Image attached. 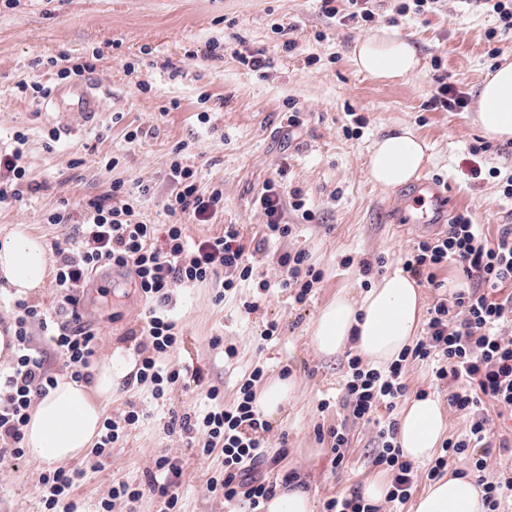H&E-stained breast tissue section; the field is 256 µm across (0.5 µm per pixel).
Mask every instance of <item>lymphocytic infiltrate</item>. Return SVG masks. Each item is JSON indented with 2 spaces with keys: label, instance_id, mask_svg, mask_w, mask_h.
<instances>
[{
  "label": "lymphocytic infiltrate",
  "instance_id": "f902f5d3",
  "mask_svg": "<svg viewBox=\"0 0 512 512\" xmlns=\"http://www.w3.org/2000/svg\"><path fill=\"white\" fill-rule=\"evenodd\" d=\"M13 139L14 148L0 152L1 204L20 202L25 193L36 194L45 188L44 183L27 177L26 134L15 132ZM167 176L172 190L162 201L168 224L161 234L139 219V205L151 193L150 185L140 182L131 188L122 181L112 182L105 195L89 200L78 214L64 207L48 213V223L68 224L72 230L54 246L56 306L44 309L24 299L14 302L16 354L10 366L0 370V441L11 442L14 458L25 455L23 428L32 403L56 383L48 368V355L62 359L72 380L87 383L92 379L100 337L82 320L78 290L93 271L102 267L130 270L149 300L141 328L145 342L134 377L137 383H150L158 399L187 374L160 362L180 342L177 324L166 311L174 289L213 280L227 291L249 280L261 290L269 289L268 280H254V267L236 225H225L223 235L195 242L186 236L184 219L211 224L223 214V190L201 189L195 170L178 154L173 156ZM255 204L265 217L264 236L268 239L284 240L293 235L294 225L284 220L285 206L300 211L305 222L316 219L301 190L284 191L272 180L258 192ZM277 263L283 270L282 287L291 289L295 303H306L322 279L321 271L309 264L302 251L285 252ZM448 263L460 268L468 287L435 301L421 338L387 369L363 366L359 356H349L343 388L351 417L369 423L378 408L394 410L407 395L404 376L408 362H432L438 390L447 392L449 408L466 417L469 428L463 437L445 443L444 456L427 472L431 480L442 476L450 455L473 454L475 470L483 471L493 450L487 408L492 405L512 411V340L501 334L512 317V229L502 231L492 242L468 216L457 215L442 233L414 242L403 269L417 282L438 289L442 283L436 272ZM37 331L48 337V349L34 347ZM263 375L262 367H254L240 386L234 406L225 407L220 389L213 386L206 392L208 408L204 413L175 415L167 425L171 432L201 435L200 456L222 448L224 468L208 478L207 492L228 503L248 501L254 508L277 488L276 482L266 478L265 435L270 426L255 403L254 387ZM377 439L380 452L376 461L392 472L386 500L395 506L404 504L417 482L419 468L402 459L394 423L379 425ZM155 467V474L145 484L121 481L113 485V499L123 497L135 503L149 495L158 501V512H177L182 468L165 455L156 460Z\"/></svg>",
  "mask_w": 512,
  "mask_h": 512
}]
</instances>
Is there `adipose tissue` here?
<instances>
[{
    "label": "adipose tissue",
    "mask_w": 512,
    "mask_h": 512,
    "mask_svg": "<svg viewBox=\"0 0 512 512\" xmlns=\"http://www.w3.org/2000/svg\"><path fill=\"white\" fill-rule=\"evenodd\" d=\"M354 65L379 79L413 73L420 60L414 45L398 31L382 28L357 43ZM476 121L491 137L512 140V62L502 63L484 80ZM427 144L411 128L400 127L380 138L370 158V173L381 187L393 189L416 179L428 161ZM50 267L48 247L29 226L18 224L0 240V289L26 297L43 287ZM422 319L417 283L394 268L360 302L340 294L319 312L311 342L333 356L355 345L372 365L391 364L412 344ZM125 369L117 354L98 364L91 384L58 378L38 398L23 428V445L43 464L55 466L83 457L101 428L103 406L112 397L115 378ZM446 429L439 401L411 399L398 422V444L404 458H430ZM412 512H484L471 475L449 474L417 498Z\"/></svg>",
    "instance_id": "adipose-tissue-1"
}]
</instances>
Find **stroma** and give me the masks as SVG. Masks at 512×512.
I'll list each match as a JSON object with an SVG mask.
<instances>
[{
  "instance_id": "stroma-1",
  "label": "stroma",
  "mask_w": 512,
  "mask_h": 512,
  "mask_svg": "<svg viewBox=\"0 0 512 512\" xmlns=\"http://www.w3.org/2000/svg\"><path fill=\"white\" fill-rule=\"evenodd\" d=\"M400 2L383 0L362 28L328 19L318 0H18L13 8L0 9V150L10 147L15 130H24L28 174L47 185L23 203L0 205V239L16 224L30 225L49 244L64 238L69 225L46 223V214L64 202L80 207L116 179L153 186L140 218L164 223L166 172L178 149L196 169L202 189L224 190L223 216L213 224L186 223L187 236H218L225 225H241L243 241L254 252L255 273L271 283L260 297L254 289L237 288L217 299L219 285L213 281L175 291L171 309L182 342L167 363L199 367L202 378L175 386L163 402L153 398L151 385L127 375L115 380L108 413L133 403L142 418L110 454L98 458L96 468L72 462L80 476L68 503H76L77 512H99L106 500L112 501V512H156L155 501L143 500L132 509L112 500L111 492L118 481L146 482L163 454L182 466L180 512H251L248 503H227L205 490L206 479L222 468V450L200 458L167 424L171 415L202 408L213 385L223 392L225 406H233L257 366L265 379L287 374L296 383L278 417L269 421L268 452L279 458L274 479L306 488L321 506L355 493L376 472V427L351 420L343 404L346 352L325 356L311 344L313 323L336 294L361 299L426 236L397 223L392 191L373 181V143L390 128H412L429 147L422 173L447 182L452 213L468 215L491 240L512 227V199L501 192L503 178L512 175V141L489 139L474 121V102L495 64L486 33L498 22L477 0H445L440 11L423 15L397 13ZM278 25L292 26L295 49H284L283 37L274 32ZM381 27L398 29L416 45L420 65L414 73L382 80L357 71L355 45ZM211 40L223 43V57L197 58ZM243 46L266 49L272 67L260 74L241 64L236 52ZM61 53L75 64L96 62L92 76L105 99L93 122L72 115L67 127H60L54 113L17 90L18 82L36 74V57ZM438 74L468 94L471 103L464 111L431 107ZM292 102L304 125L291 133L282 116ZM357 115L363 125H355ZM146 124L156 125L155 137L128 143V131ZM55 129L60 139L50 149L46 141ZM480 141L489 142V151L471 154ZM112 158L116 166L107 167ZM475 166L488 170V177L473 180ZM277 178L285 189L302 191L317 220L309 224L286 210L295 235L266 241L265 219L253 201L265 182ZM293 250L305 251L323 273L302 305L278 285L277 259ZM379 257L383 265L363 277L361 261ZM252 299L258 308L245 313L242 303ZM84 303V322L102 338L100 357L118 353L135 361L136 332L148 309L135 283L121 275L103 278ZM272 323L276 335L260 341ZM216 336L222 339L217 348L211 345ZM228 346L236 349L234 358L225 357ZM339 424L346 427L349 445L338 465L317 430ZM44 470L30 454L19 460L0 456V512H41ZM68 503L59 504L58 512H67Z\"/></svg>"
}]
</instances>
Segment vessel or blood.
<instances>
[{"mask_svg": "<svg viewBox=\"0 0 512 512\" xmlns=\"http://www.w3.org/2000/svg\"><path fill=\"white\" fill-rule=\"evenodd\" d=\"M103 95L101 85L87 79L77 84L55 86L45 107L64 116L76 112L90 118L102 110ZM448 203L449 190L445 182L433 178L420 179L403 192L398 220L415 227L447 224Z\"/></svg>", "mask_w": 512, "mask_h": 512, "instance_id": "vessel-or-blood-1", "label": "vessel or blood"}]
</instances>
